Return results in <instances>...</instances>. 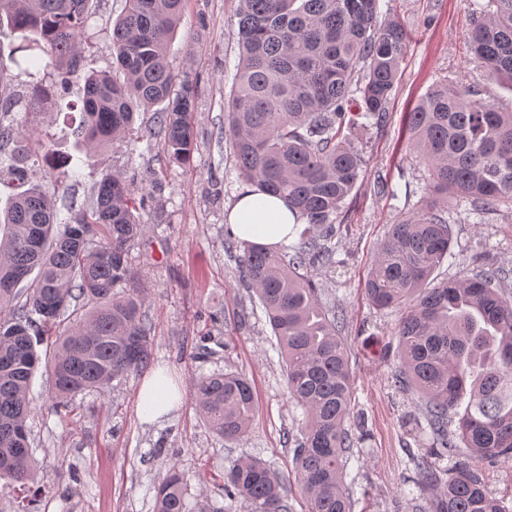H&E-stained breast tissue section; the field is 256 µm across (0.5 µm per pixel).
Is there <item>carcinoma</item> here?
I'll use <instances>...</instances> for the list:
<instances>
[{"instance_id":"carcinoma-1","label":"carcinoma","mask_w":512,"mask_h":512,"mask_svg":"<svg viewBox=\"0 0 512 512\" xmlns=\"http://www.w3.org/2000/svg\"><path fill=\"white\" fill-rule=\"evenodd\" d=\"M91 0H0V32L30 52L41 51L56 85L67 90L84 75L78 135L88 150L116 142L157 141L169 161L184 164L195 149L191 116L198 83L170 64L168 42L184 0H126L112 24V69L83 55ZM379 0H240V53L232 110L225 113L235 169L259 190L281 197L321 231L293 253L241 242L242 278L255 290L284 358L290 398L305 413L294 440L295 481L307 512H353L344 483L354 438L352 371L341 336L343 311L322 301L309 269H330L343 201L363 166L350 144L356 119L380 123L398 84L408 48L405 29L378 21ZM468 39L489 79L512 87V0H489ZM358 113L349 112L352 93ZM163 105L150 127L135 114ZM15 103L0 102V136L16 138L0 168L19 180L18 165L34 153V135L15 134ZM408 143L432 172L421 210L390 225L363 292L377 310L401 309L396 337L398 387L425 399L416 421L430 447L411 457L428 497L415 512H512V499L487 488L479 463L512 460L511 270L474 268L435 285L448 259L453 225L443 217L448 193L484 221L512 208V112L441 83L407 115ZM164 191L162 179L140 192L120 175L103 177L92 206L58 221L40 187L10 198L0 217V480L14 491L10 512H29L41 492L30 445V390L40 363L36 347L53 352L51 410L70 418L87 391L106 396L112 382L149 366L151 326L142 311L127 247L144 228L141 211ZM191 396L207 427L242 438L256 412L248 379L234 372L202 375ZM455 429H450L451 424ZM465 447L468 457L450 450ZM187 487L177 466L155 486V512H187ZM224 498L249 512H293L270 465L247 458L224 473Z\"/></svg>"}]
</instances>
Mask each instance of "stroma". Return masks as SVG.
I'll return each mask as SVG.
<instances>
[{"instance_id":"obj_1","label":"stroma","mask_w":512,"mask_h":512,"mask_svg":"<svg viewBox=\"0 0 512 512\" xmlns=\"http://www.w3.org/2000/svg\"><path fill=\"white\" fill-rule=\"evenodd\" d=\"M124 8L125 0L91 2L85 50L95 68L112 62V23ZM238 10L239 0H187L169 42L175 71L199 82L192 114L197 149L189 163L170 162L160 146L143 143L133 151L123 143L108 145L87 157L61 118L44 120L37 133L40 146L30 172L59 209L90 204L95 182L107 174L126 175L139 187L155 177L163 180L162 195L143 213L142 235L129 246V261L152 325L154 363L179 385L181 403L163 422H141V371L113 381L107 396L79 395L78 415L64 422L49 414V380L38 370L29 424L46 494L32 512H154V488L174 465L187 484L188 512H224V471L240 457L262 458L283 479L294 474L286 437L300 430L305 416L288 395L276 339L240 274L237 239L228 235L225 222L245 188L224 131L239 56ZM379 17L397 21L410 35L401 80L385 121L351 135L366 163L337 218L343 265L316 267L312 274L324 300L345 314L341 334L353 372L352 416L363 429L346 466L353 512H412L417 473L410 456L417 444L411 427L423 403L392 383L400 313L369 305L363 282L389 225L420 208L430 178L425 162L400 141L407 112L442 82L502 112H512V90L489 81L468 50L473 14L467 0H379ZM45 63L38 58L24 72L9 64L0 72V94L39 91L49 103L77 102L80 83L58 93ZM64 159L71 179L62 185L56 177ZM448 220L454 225V253H482L490 271L512 269V211L500 209L475 224L467 220L464 203L452 197ZM203 335L209 342L202 358ZM227 371L245 373L257 397L249 432L233 442L209 430L190 397L195 377Z\"/></svg>"}]
</instances>
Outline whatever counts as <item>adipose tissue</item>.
Here are the masks:
<instances>
[{"instance_id":"1","label":"adipose tissue","mask_w":512,"mask_h":512,"mask_svg":"<svg viewBox=\"0 0 512 512\" xmlns=\"http://www.w3.org/2000/svg\"><path fill=\"white\" fill-rule=\"evenodd\" d=\"M227 220L238 238L265 247L292 240L300 224L286 202L256 188L242 191L229 210ZM176 397L164 371L154 372L142 385L138 413L148 424L163 421L175 407Z\"/></svg>"}]
</instances>
